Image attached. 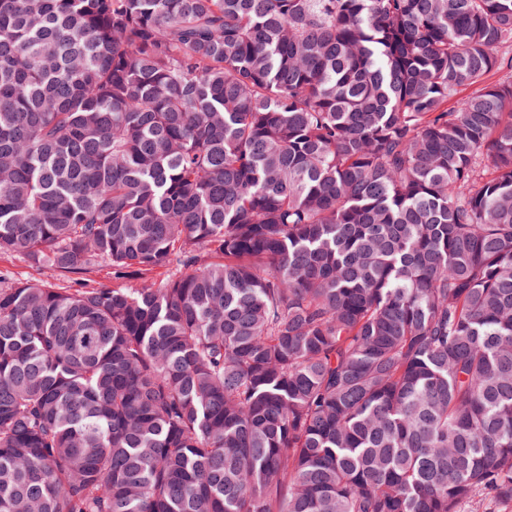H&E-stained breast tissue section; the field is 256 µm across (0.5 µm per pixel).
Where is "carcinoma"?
<instances>
[{
	"label": "carcinoma",
	"mask_w": 512,
	"mask_h": 512,
	"mask_svg": "<svg viewBox=\"0 0 512 512\" xmlns=\"http://www.w3.org/2000/svg\"><path fill=\"white\" fill-rule=\"evenodd\" d=\"M509 47L512 0H0V254L72 280L0 281V512L512 507Z\"/></svg>",
	"instance_id": "1"
}]
</instances>
